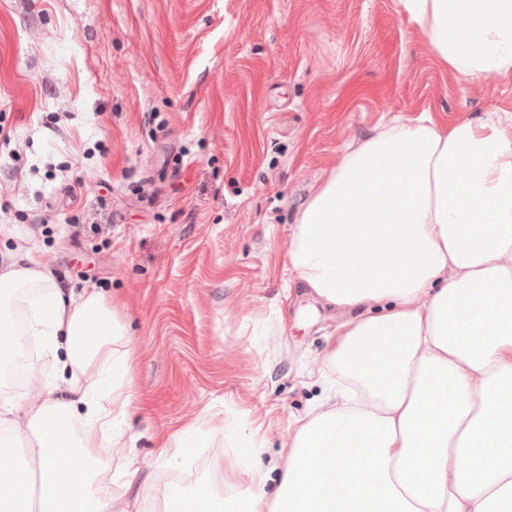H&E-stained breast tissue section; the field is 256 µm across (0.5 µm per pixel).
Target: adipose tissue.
I'll return each mask as SVG.
<instances>
[{
    "label": "adipose tissue",
    "mask_w": 512,
    "mask_h": 512,
    "mask_svg": "<svg viewBox=\"0 0 512 512\" xmlns=\"http://www.w3.org/2000/svg\"><path fill=\"white\" fill-rule=\"evenodd\" d=\"M398 2L450 69L512 73V0ZM288 261L350 313L326 355L346 387L297 421L275 496L255 462L224 495L219 462L195 491L164 493L161 512H512V115L390 120L298 210ZM24 334L69 388L30 406L0 397V512H114L93 484L100 448L123 437L124 326L95 287L75 298L14 263L0 272V362ZM97 361L110 390L87 378Z\"/></svg>",
    "instance_id": "1"
}]
</instances>
